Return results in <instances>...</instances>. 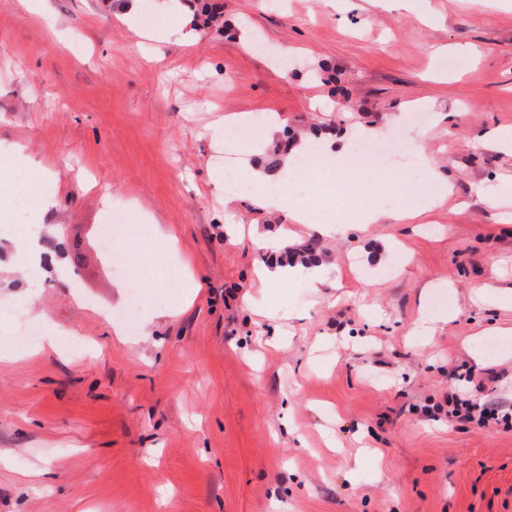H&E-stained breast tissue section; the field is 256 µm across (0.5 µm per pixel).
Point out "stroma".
<instances>
[{"label": "stroma", "instance_id": "obj_1", "mask_svg": "<svg viewBox=\"0 0 512 512\" xmlns=\"http://www.w3.org/2000/svg\"><path fill=\"white\" fill-rule=\"evenodd\" d=\"M124 2L0 0V512H512V428L441 409L458 388L512 403V310L493 299L512 287V148L492 141L512 129V0H217L209 26L186 0H143L131 25ZM256 114L278 122L243 173L331 115L343 163L301 203L419 222L292 225L329 286L260 287L251 239L285 214L225 205L209 179L225 117ZM368 136L409 160L352 154ZM424 156L448 176L431 212ZM146 214L176 250L140 235ZM36 219L67 278L23 265ZM175 257L191 300L154 277ZM28 328L57 350L17 346Z\"/></svg>", "mask_w": 512, "mask_h": 512}]
</instances>
